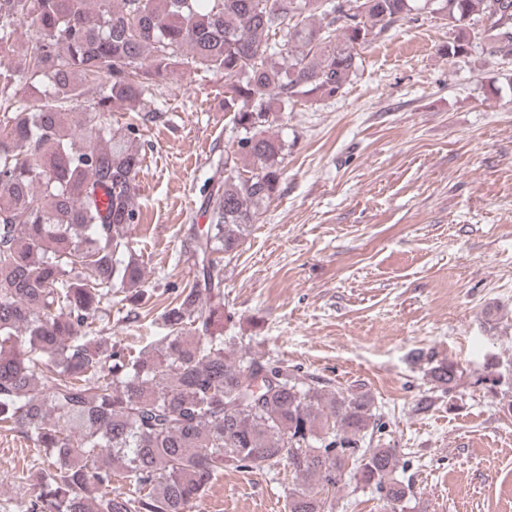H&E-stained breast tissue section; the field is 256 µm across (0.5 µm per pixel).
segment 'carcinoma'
Instances as JSON below:
<instances>
[{"instance_id":"1","label":"carcinoma","mask_w":512,"mask_h":512,"mask_svg":"<svg viewBox=\"0 0 512 512\" xmlns=\"http://www.w3.org/2000/svg\"><path fill=\"white\" fill-rule=\"evenodd\" d=\"M427 8L512 53V0H0V431L49 459L23 512H194L217 471L281 466L288 512H333L318 492L351 478L406 502L397 449L369 440L370 392H329L224 335V258L279 191L278 116L343 93L358 49ZM22 18L39 37L17 59ZM185 69L224 76L235 135L204 190L193 277L136 353L106 328L112 293L143 294L135 143ZM39 87V103L19 98ZM90 94L76 132L66 107ZM430 377L450 388L457 369Z\"/></svg>"}]
</instances>
